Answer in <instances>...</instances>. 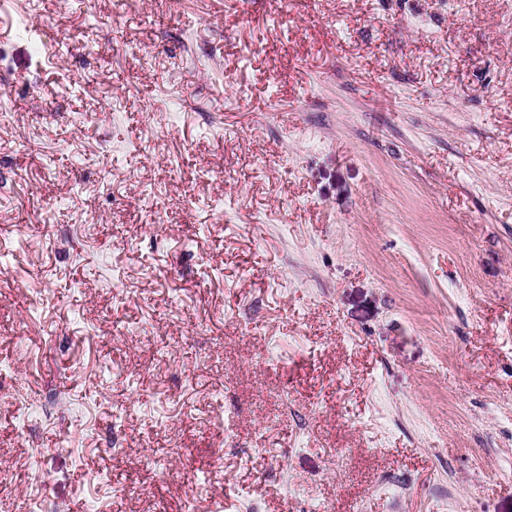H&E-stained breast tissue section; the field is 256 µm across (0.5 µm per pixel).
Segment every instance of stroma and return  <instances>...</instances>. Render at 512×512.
I'll return each mask as SVG.
<instances>
[{"label":"stroma","instance_id":"35a3bbf8","mask_svg":"<svg viewBox=\"0 0 512 512\" xmlns=\"http://www.w3.org/2000/svg\"><path fill=\"white\" fill-rule=\"evenodd\" d=\"M0 108V512H512V0H0Z\"/></svg>","mask_w":512,"mask_h":512}]
</instances>
